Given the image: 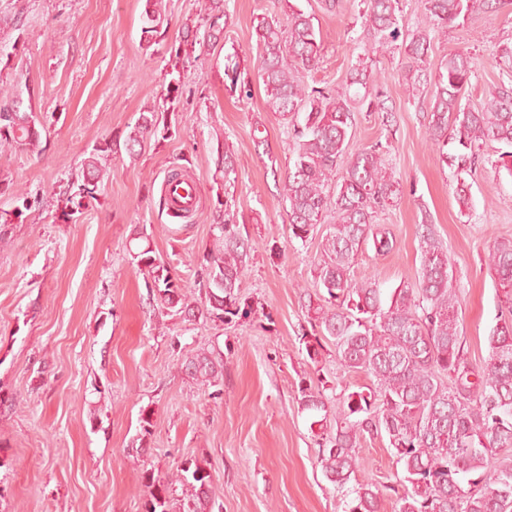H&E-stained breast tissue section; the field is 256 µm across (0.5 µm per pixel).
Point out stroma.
<instances>
[{"label":"stroma","instance_id":"1","mask_svg":"<svg viewBox=\"0 0 512 512\" xmlns=\"http://www.w3.org/2000/svg\"><path fill=\"white\" fill-rule=\"evenodd\" d=\"M360 2L330 10L322 0H297L323 38L307 83L348 91L351 69L365 58L387 106L357 108L348 152L382 145L401 192L374 221L396 245L385 255L365 248L354 275L386 288L415 282L419 232L433 225L459 290L469 355L483 364L500 316L486 254L494 238H512V176L496 169L504 148H484L467 178L472 206L461 209L456 175L426 139L433 87L412 91L396 52L367 55ZM166 3L167 30L150 51L141 40L145 0H0V86L14 88L21 111L44 126L35 150L0 152V512H144L153 480L169 485L173 512H181L190 488L175 476L187 459L211 473L222 512H344L346 492L323 474L321 428L303 410L298 384L309 374L340 395L369 379L344 370L330 345L311 361L298 340L329 227L318 225L304 244L288 238L291 127L267 109L253 24L257 15H279L280 0H224L232 20L224 39L189 48L183 27L199 24V0ZM506 42L512 0L437 35L429 70L468 52L474 75L465 101L479 104L512 84V68L496 55ZM184 47L190 57L180 64L175 52ZM233 53L251 98L229 92L224 58ZM175 68L182 95L167 139L134 159L110 155L97 198L79 199L84 159L162 106ZM224 142L236 158L229 182L217 153ZM175 166L198 188V208L184 217L160 206ZM226 201L249 235L241 294L254 311L228 324L188 321L153 294L129 243L143 234L158 261L198 294L199 263ZM203 351L224 357L215 381L183 368ZM360 457V478L395 482L385 439L363 440Z\"/></svg>","mask_w":512,"mask_h":512}]
</instances>
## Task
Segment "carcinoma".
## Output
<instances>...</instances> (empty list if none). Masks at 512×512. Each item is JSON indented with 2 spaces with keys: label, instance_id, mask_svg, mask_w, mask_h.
<instances>
[{
  "label": "carcinoma",
  "instance_id": "cac0c4a2",
  "mask_svg": "<svg viewBox=\"0 0 512 512\" xmlns=\"http://www.w3.org/2000/svg\"><path fill=\"white\" fill-rule=\"evenodd\" d=\"M285 19L266 14L255 18L259 39L258 77L269 111L292 122L295 161L284 185L288 201V234L306 243L317 225L331 230L321 240L322 259L316 266L314 291L307 294V323L300 344L317 361L322 341L334 346L340 364L363 371L371 385L335 398L326 384L305 375L299 382L302 409L336 412L334 433L317 442L323 474L343 487L353 483L345 512H512V239L496 240L488 249V266L499 280L501 323L487 338L488 359L473 364L460 330L459 295L450 285L448 257L431 225L420 239L418 281L390 291L379 280H355L351 269L370 244L384 255L395 241L384 226L374 223L375 209L399 189L387 171L380 149L358 153L338 170L349 145L351 98L306 83L303 73L318 65L321 32L313 17L284 0ZM492 0H423L432 26L409 30L400 0H364L365 28L373 50L395 49L413 89L427 81L431 31L446 30L491 5ZM202 18L207 40H218L230 26L224 0H207ZM168 22L163 0H145L142 34L147 45L157 43ZM474 74L471 57L461 51L448 55L434 75L429 102L427 138L440 157L457 173L470 174L481 161L480 149L492 142L512 146V85L490 92L479 106L462 104ZM224 75L239 97L251 96L241 76L237 56L227 57ZM365 89L359 99L373 112L385 111L375 78L364 62L350 74ZM0 106V147L26 151L37 146L40 130L30 112L16 107L14 93ZM158 112L140 114L125 149L137 157L158 136ZM112 145L97 147L83 165L79 196L96 198L103 186ZM214 245L203 254L204 297L190 301L186 288L170 275L158 274L153 250L135 253L137 265L153 275L159 301L185 318L200 314L231 322L248 317L251 304L240 294L248 267L249 246L231 205L214 226ZM220 359L200 352L185 363L192 377L211 380L222 373ZM384 436L393 449L403 477L398 484L380 486L358 480V448L366 437ZM177 480L192 488L184 512H214L210 495L212 475L197 462L185 461ZM145 512H170L169 486L150 491Z\"/></svg>",
  "mask_w": 512,
  "mask_h": 512
}]
</instances>
